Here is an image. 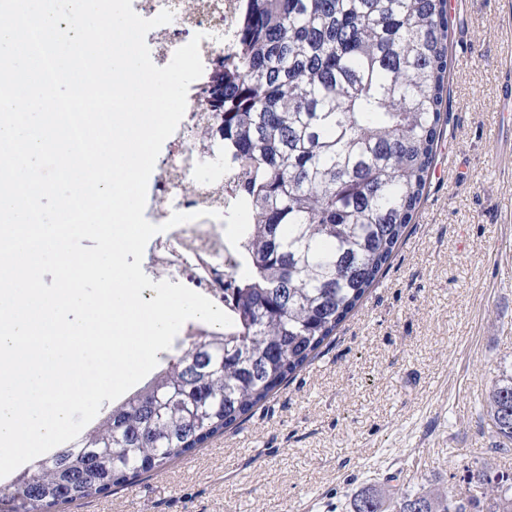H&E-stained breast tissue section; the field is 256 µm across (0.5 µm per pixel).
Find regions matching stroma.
<instances>
[{"mask_svg":"<svg viewBox=\"0 0 512 512\" xmlns=\"http://www.w3.org/2000/svg\"><path fill=\"white\" fill-rule=\"evenodd\" d=\"M448 115L423 199L378 285L318 357L193 454L65 512H352L359 490L444 493L512 474L482 417L512 368V6L449 18Z\"/></svg>","mask_w":512,"mask_h":512,"instance_id":"35a3bbf8","label":"stroma"}]
</instances>
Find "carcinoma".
I'll return each instance as SVG.
<instances>
[{"label": "carcinoma", "instance_id": "1", "mask_svg": "<svg viewBox=\"0 0 512 512\" xmlns=\"http://www.w3.org/2000/svg\"><path fill=\"white\" fill-rule=\"evenodd\" d=\"M220 56L202 143L224 144L248 229L232 325L188 336L75 446L0 486V512H53L162 470L237 424L309 365L377 283L411 224L435 160L447 95V0H246ZM486 416L512 450V373ZM512 512V477L469 470L466 490L384 495L354 512Z\"/></svg>", "mask_w": 512, "mask_h": 512}]
</instances>
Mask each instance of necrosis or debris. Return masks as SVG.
I'll list each match as a JSON object with an SVG mask.
<instances>
[{"instance_id": "4bbe7bcc", "label": "necrosis or debris", "mask_w": 512, "mask_h": 512, "mask_svg": "<svg viewBox=\"0 0 512 512\" xmlns=\"http://www.w3.org/2000/svg\"><path fill=\"white\" fill-rule=\"evenodd\" d=\"M241 5L242 0H132L135 12L144 18L165 9L174 13L171 23L152 29L146 36L151 58L160 67L167 65L182 46L181 35L187 30L202 36L203 63L230 51ZM206 85V78L201 77L189 86L185 114L164 142L149 178L145 207L146 219L154 224L166 222L175 211L195 214L196 219L149 240L144 272L156 282L189 277L220 306L234 272L220 216L228 212L235 197L223 153L203 148L195 139L197 127L214 120L206 106ZM202 167L208 168L209 175L201 180L194 173Z\"/></svg>"}]
</instances>
